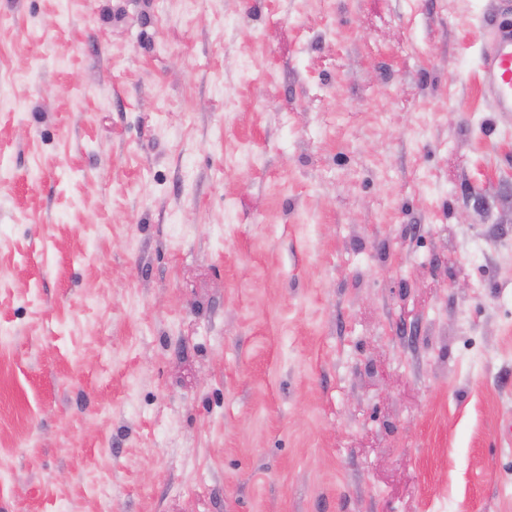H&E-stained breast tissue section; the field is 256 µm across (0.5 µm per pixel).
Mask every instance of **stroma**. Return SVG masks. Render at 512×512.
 <instances>
[{
    "label": "stroma",
    "instance_id": "1",
    "mask_svg": "<svg viewBox=\"0 0 512 512\" xmlns=\"http://www.w3.org/2000/svg\"><path fill=\"white\" fill-rule=\"evenodd\" d=\"M498 0H0V512H512ZM494 36L483 57L484 81L493 107L499 112H512V25L495 21Z\"/></svg>",
    "mask_w": 512,
    "mask_h": 512
}]
</instances>
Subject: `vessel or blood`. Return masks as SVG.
Here are the masks:
<instances>
[{
	"label": "vessel or blood",
	"mask_w": 512,
	"mask_h": 512,
	"mask_svg": "<svg viewBox=\"0 0 512 512\" xmlns=\"http://www.w3.org/2000/svg\"><path fill=\"white\" fill-rule=\"evenodd\" d=\"M494 36L483 57L484 81L494 108L512 112V23H494Z\"/></svg>",
	"instance_id": "b4317fda"
}]
</instances>
